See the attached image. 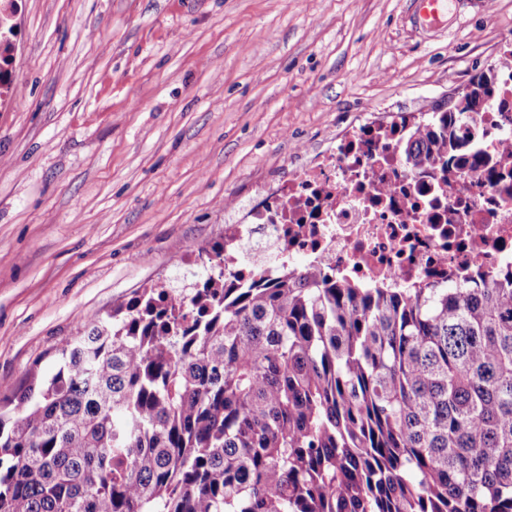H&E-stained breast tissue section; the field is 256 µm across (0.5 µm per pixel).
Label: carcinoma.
<instances>
[{
    "label": "carcinoma",
    "instance_id": "1",
    "mask_svg": "<svg viewBox=\"0 0 512 512\" xmlns=\"http://www.w3.org/2000/svg\"><path fill=\"white\" fill-rule=\"evenodd\" d=\"M494 73L416 123L448 165ZM145 288L0 414V512H512V273Z\"/></svg>",
    "mask_w": 512,
    "mask_h": 512
}]
</instances>
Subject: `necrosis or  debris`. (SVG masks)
Returning <instances> with one entry per match:
<instances>
[{
    "mask_svg": "<svg viewBox=\"0 0 512 512\" xmlns=\"http://www.w3.org/2000/svg\"><path fill=\"white\" fill-rule=\"evenodd\" d=\"M488 111L455 123L497 161L483 169H412L403 158L414 117L367 118L305 164L253 189L224 220L225 279L275 281L282 268L392 288L512 270V41L499 49Z\"/></svg>",
    "mask_w": 512,
    "mask_h": 512,
    "instance_id": "necrosis-or-debris-1",
    "label": "necrosis or debris"
}]
</instances>
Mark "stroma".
Segmentation results:
<instances>
[{
  "mask_svg": "<svg viewBox=\"0 0 512 512\" xmlns=\"http://www.w3.org/2000/svg\"><path fill=\"white\" fill-rule=\"evenodd\" d=\"M0 398L136 291L182 289L253 185L367 115L446 110L512 0H0Z\"/></svg>",
  "mask_w": 512,
  "mask_h": 512,
  "instance_id": "obj_1",
  "label": "stroma"
}]
</instances>
